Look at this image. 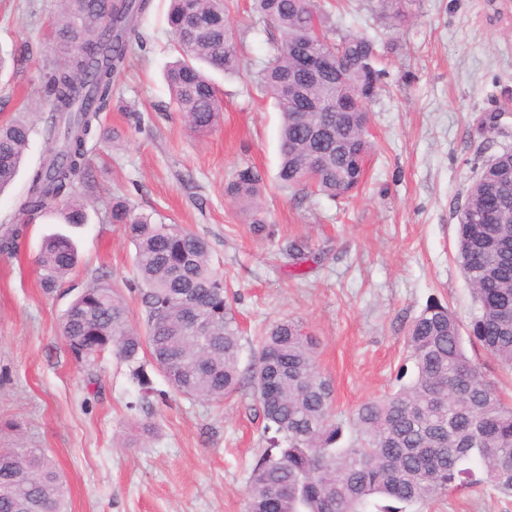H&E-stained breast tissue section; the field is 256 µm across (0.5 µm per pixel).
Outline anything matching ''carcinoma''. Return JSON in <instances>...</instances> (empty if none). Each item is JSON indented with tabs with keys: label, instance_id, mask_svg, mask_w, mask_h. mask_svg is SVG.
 I'll return each mask as SVG.
<instances>
[{
	"label": "carcinoma",
	"instance_id": "obj_1",
	"mask_svg": "<svg viewBox=\"0 0 512 512\" xmlns=\"http://www.w3.org/2000/svg\"><path fill=\"white\" fill-rule=\"evenodd\" d=\"M259 21L272 27V60L254 77L256 89L280 113L277 181L334 201L352 198L364 183L371 144L370 102L385 70L377 68L379 44L365 34L337 35L331 0H251ZM391 24L404 18L403 0H374ZM169 26L177 60L166 81L172 104L200 134L213 131L223 100L203 67L238 74L237 38L228 24L234 0H170ZM150 0H62L50 35L66 57L51 66L42 89L46 116L42 132L53 144L28 178L22 214L31 220L57 214L73 227L88 221L86 188L92 178L87 144L100 112L112 101L114 77L129 63V43ZM341 55L339 74L300 73V51ZM290 82L298 97L321 106L299 112L280 89ZM358 100L354 112H329L325 104ZM32 122L0 124V191L19 174ZM512 151L486 161L458 210L456 259L476 309L463 327L451 309L432 299L412 320L408 360L397 388L361 404L352 420L335 419L333 390L321 374L316 342L292 318L272 325L250 346L241 367L243 336L208 242L177 224L156 222L123 198L105 214L135 247L133 288L140 324L102 273L62 314V336L72 360L92 367L112 353L130 367L139 398L129 408L153 406L156 390L149 370L160 373L178 394L220 403L251 385L262 421L265 448L249 471L246 512H379L442 496L450 489L490 481L512 496V403L467 355L465 343L489 352L512 373ZM265 179L251 165L240 167L224 196L248 214L255 231L267 223ZM508 210L485 218L492 198ZM26 224L0 235V254L13 255ZM283 250L300 268L312 259L308 240L295 238ZM72 237H44L36 258L39 283L51 291L78 266ZM204 324L207 335L198 334ZM148 354L150 362L140 355ZM0 512H67L66 485L41 448L0 450Z\"/></svg>",
	"mask_w": 512,
	"mask_h": 512
}]
</instances>
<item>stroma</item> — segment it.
I'll return each instance as SVG.
<instances>
[{
	"label": "stroma",
	"mask_w": 512,
	"mask_h": 512,
	"mask_svg": "<svg viewBox=\"0 0 512 512\" xmlns=\"http://www.w3.org/2000/svg\"><path fill=\"white\" fill-rule=\"evenodd\" d=\"M228 22L240 35L244 77L213 73L223 118L199 135L171 102L164 72L175 54L169 0H151L116 77L112 104L90 140L94 181L87 224L73 229L77 270L51 292L37 280L50 215L28 225L16 257L0 255V445L46 449L66 480L70 512H245L250 468L265 443L250 389L223 403L192 401L155 376L162 399L134 406L126 363L105 355L75 365L59 321L75 295L107 273L139 319L132 244L103 221L113 197L205 238L234 294L246 340L289 317L318 342L335 410L349 417L395 385L409 325L435 297L468 323L475 302L455 260L458 208L476 162L512 149V0H405L398 27L373 0H342L340 32L377 36L383 87L368 105L367 182L349 203L279 189L280 115L249 83L270 57V36L249 0ZM55 0H0V55L23 56L0 76V121L42 112V68L62 57L49 39ZM501 113L494 131L485 114ZM49 143L33 135L14 184L0 193V225L21 219L27 179ZM263 170L270 235L255 234L224 195L242 165ZM307 239L316 261L291 275L288 239ZM410 512H512L492 484L456 490Z\"/></svg>",
	"instance_id": "obj_1"
}]
</instances>
